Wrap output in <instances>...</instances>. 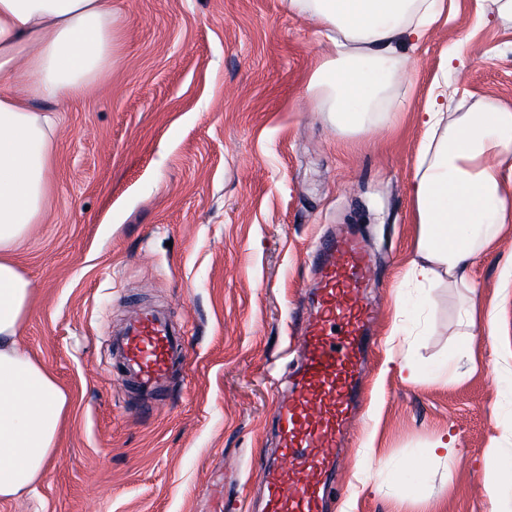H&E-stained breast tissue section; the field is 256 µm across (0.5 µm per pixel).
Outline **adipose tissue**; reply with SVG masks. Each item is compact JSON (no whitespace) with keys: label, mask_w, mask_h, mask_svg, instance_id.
<instances>
[{"label":"adipose tissue","mask_w":512,"mask_h":512,"mask_svg":"<svg viewBox=\"0 0 512 512\" xmlns=\"http://www.w3.org/2000/svg\"><path fill=\"white\" fill-rule=\"evenodd\" d=\"M319 24L326 53L308 89L345 134L386 119L404 75L401 46L445 0H285ZM112 0H0V501L44 479L69 397L18 344L32 282L13 252L45 213L56 121L32 100L69 101L112 63ZM412 196L419 238L408 274L426 288L466 272L493 228L512 223V109H448L435 78Z\"/></svg>","instance_id":"adipose-tissue-1"}]
</instances>
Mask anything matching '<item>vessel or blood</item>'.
<instances>
[{
  "label": "vessel or blood",
  "instance_id": "obj_1",
  "mask_svg": "<svg viewBox=\"0 0 512 512\" xmlns=\"http://www.w3.org/2000/svg\"><path fill=\"white\" fill-rule=\"evenodd\" d=\"M311 311L298 326V359L285 394L273 404L280 460L264 459L260 512H327L335 452L353 422L367 376L371 310L361 293L372 268L364 243L331 238L315 255ZM115 383L153 413L166 406L176 370L189 356L169 311L138 308L114 330Z\"/></svg>",
  "mask_w": 512,
  "mask_h": 512
}]
</instances>
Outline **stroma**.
<instances>
[{"instance_id": "1", "label": "stroma", "mask_w": 512, "mask_h": 512, "mask_svg": "<svg viewBox=\"0 0 512 512\" xmlns=\"http://www.w3.org/2000/svg\"><path fill=\"white\" fill-rule=\"evenodd\" d=\"M112 6L106 74L67 103H32L54 113L57 148L44 218L14 255L33 282L20 343L71 404L45 478L0 512H259L254 462L277 454L308 256L352 229L377 264L380 349L329 512H512V223L467 282L405 279L432 81L447 71L467 106L512 108V23L490 0H446L403 49L391 124L343 136L308 91L325 43L283 0ZM137 303L168 309L191 356L153 418L122 398L108 347Z\"/></svg>"}]
</instances>
